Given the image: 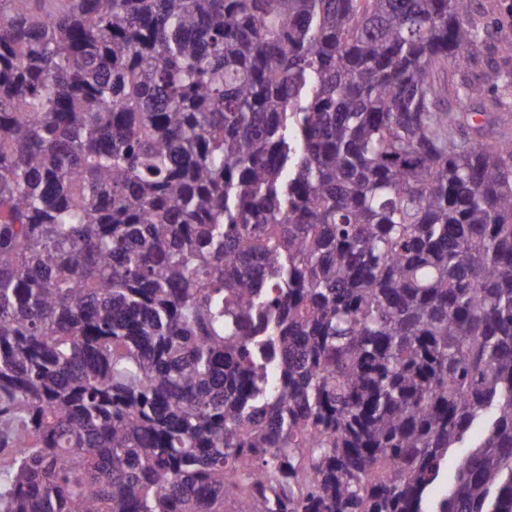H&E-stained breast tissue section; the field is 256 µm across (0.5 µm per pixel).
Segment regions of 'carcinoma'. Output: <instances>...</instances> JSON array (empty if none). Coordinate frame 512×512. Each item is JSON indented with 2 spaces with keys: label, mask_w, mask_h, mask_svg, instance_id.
I'll list each match as a JSON object with an SVG mask.
<instances>
[{
  "label": "carcinoma",
  "mask_w": 512,
  "mask_h": 512,
  "mask_svg": "<svg viewBox=\"0 0 512 512\" xmlns=\"http://www.w3.org/2000/svg\"><path fill=\"white\" fill-rule=\"evenodd\" d=\"M473 2L0 0V512H512Z\"/></svg>",
  "instance_id": "obj_1"
}]
</instances>
